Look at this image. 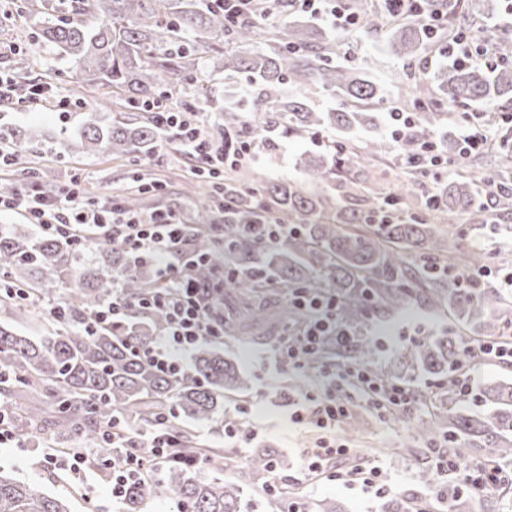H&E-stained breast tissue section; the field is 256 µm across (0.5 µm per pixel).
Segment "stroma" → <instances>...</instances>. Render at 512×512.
<instances>
[{"label":"stroma","mask_w":512,"mask_h":512,"mask_svg":"<svg viewBox=\"0 0 512 512\" xmlns=\"http://www.w3.org/2000/svg\"><path fill=\"white\" fill-rule=\"evenodd\" d=\"M337 64L361 69L371 78L383 82L390 90L386 109L412 105L418 97L437 98L433 75L449 64L438 49L422 52L413 68H406L389 45L387 30L368 32L366 27L335 32ZM20 42L38 64L30 74L32 83H49L52 97L29 101L24 88H17L15 98L0 102V122L35 131L43 136L60 138L77 135L86 118L97 111L108 112L111 102L79 106L80 94L72 65L53 52L33 44L30 21L15 16L0 25V43ZM68 96L70 103L60 107L58 95ZM311 136L281 139L276 150L261 151L252 160L241 161L237 169L243 179L297 180L301 172L296 165L299 154L313 151ZM195 161L174 160L169 147L158 148L150 156L132 162L106 155H74L68 152L31 154L26 166L0 172V182H13L17 190L25 191L51 184L61 188L77 181L81 191L99 200L115 194L117 189L132 186L134 174L141 173L161 181V191L145 194L147 210L173 209L180 212L185 223L212 224L215 216L204 208L200 179L194 175ZM387 194L415 204L422 189L432 188L433 179H423L421 185L407 186L404 164L396 152H388L377 167ZM456 242L472 251L482 266L499 270L512 266V234L496 238L484 235L481 228L467 221L450 225ZM300 320H274L262 337L245 342L234 336L224 337L220 347L225 358L234 360L247 375L249 387L237 400H228L220 414L208 422L195 424L194 429L213 443L222 446L234 463L222 471V478L240 485L248 502L244 512H286L295 506L298 512H312L311 505L322 499H333L345 512H385L390 500L413 504L430 500L437 512H444L449 499L456 495V479L441 477L434 468L437 444H425L415 429L420 422H433L446 414L449 407L448 383L455 380L469 385L471 393L467 410H481L480 391L483 387L512 380V357L480 358L475 356L481 339L468 341V354L462 355L449 375H436L411 365L407 354L415 344L438 336L457 332L458 326L448 313L436 314L420 303L410 304L399 314L387 316L371 309L366 319L355 323L354 350L341 354L326 351L323 362L345 360L352 363L370 362L379 377L397 381L412 395L408 412L401 419L378 415L361 398H353L347 415L336 426L338 443L352 448L350 457L334 460L333 465H377L389 489L385 494L359 487L311 478L304 472L301 459L306 448L312 447L320 432L311 424L293 422L298 406L306 404L309 395L320 386L318 368L298 372L288 369L275 348L284 333L298 334ZM250 408L243 425L244 434L237 439L224 435V422L235 415L238 403ZM271 447L276 452L275 468L263 477H255L247 468V460L256 448ZM0 464L13 468L31 486L43 493L66 498L70 512H95L113 507L111 485L107 476L97 471L87 472L83 481L74 480L61 468H50L42 462V446L38 443L22 448L0 446ZM287 484L291 503L278 508L267 505V486L273 481Z\"/></svg>","instance_id":"35a3bbf8"}]
</instances>
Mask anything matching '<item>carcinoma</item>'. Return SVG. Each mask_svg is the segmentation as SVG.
<instances>
[{"instance_id":"carcinoma-1","label":"carcinoma","mask_w":512,"mask_h":512,"mask_svg":"<svg viewBox=\"0 0 512 512\" xmlns=\"http://www.w3.org/2000/svg\"><path fill=\"white\" fill-rule=\"evenodd\" d=\"M369 24L387 27L392 51L410 63L432 44L415 26L383 19ZM34 39L66 58L80 84L112 96L117 112L95 113L78 133V144L92 153L145 157L167 143L165 124L151 106L190 89L208 99L211 73L203 71L201 58L211 51L223 56L225 72H247L255 85L248 102L260 118L251 120L242 119L239 88L224 87L225 142L231 148L244 140L273 147L276 130L301 136L324 129L335 138L324 151L299 156V181L255 180L249 186L228 169L224 223L186 230L184 249L194 256L192 274L204 297L220 304L226 296L235 298V310L224 321L228 331L250 339L271 321L257 291L262 270L279 288L336 289L340 313L352 321L363 318L373 300L391 315L421 294L429 308L452 312L468 333L508 342L512 304L488 279L458 284L452 272L461 267L460 257L446 250L441 224L466 214L491 233H512L506 223L512 216L509 139L502 141L493 169L483 172V184L456 176L424 195L425 209L439 218L428 224L397 208L395 198L372 183L369 165L389 146L364 133L378 126L387 93L366 75L332 62L336 42L323 27L295 22L285 30L264 29L251 20L226 25L224 12L210 0H63L57 15L38 24ZM496 54L491 70L454 63L434 75L440 99H427L420 110L400 147L405 157L440 125L437 103L512 102V39L500 38ZM316 89L335 105L313 106L309 92ZM5 135L19 146L17 165L38 150L20 128ZM263 218L296 230L268 244L254 228ZM115 277L129 317L92 332L89 315L112 302ZM0 282L28 292L26 299L0 293L5 314L18 316L35 300L61 299L65 305L40 336L0 325V410L12 414L20 437L83 452L96 468L98 449L118 456L138 432L165 416L178 448L204 449L215 471L228 466L185 423L213 418L224 407V393L244 391L248 383L208 341L195 349L193 372L180 376L163 375L138 356L164 324L162 311L139 307L142 298L165 287L146 262L110 240L89 258L66 241L34 236L28 224H12L0 231ZM465 341L438 337L415 345L413 357L426 371L443 374L458 364ZM481 402L489 407L482 416L448 410V451L464 462L481 457L506 465L512 460V384L485 388ZM115 411L134 430L112 432ZM274 457L271 448L255 450L251 472L266 473ZM198 470L171 464L160 481L148 475L129 484L121 512H143L165 490L186 512H242L237 484L203 479ZM0 512H68V506L0 466Z\"/></svg>"}]
</instances>
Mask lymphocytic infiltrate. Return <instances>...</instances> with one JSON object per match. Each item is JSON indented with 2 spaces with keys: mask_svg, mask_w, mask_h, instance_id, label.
Returning a JSON list of instances; mask_svg holds the SVG:
<instances>
[{
  "mask_svg": "<svg viewBox=\"0 0 512 512\" xmlns=\"http://www.w3.org/2000/svg\"><path fill=\"white\" fill-rule=\"evenodd\" d=\"M160 116L174 135V159L190 157L198 169L223 172L230 158L223 147L214 145L205 135L201 121L194 112L178 111L176 106L161 108ZM498 131L490 126L484 113H467L460 134L461 153L471 156L493 147ZM21 213L34 224L40 236L74 243L80 252L90 251L97 236L117 240L135 258L157 263L161 279L174 282L172 292L158 293L141 300L142 309H163L166 322L157 343L141 350V357L164 374H182L186 371L185 358L205 338H219L223 334L222 319L217 304L202 303L198 289L188 271L191 263L182 253L181 243L186 226L181 215L172 209L150 212H129L114 201L97 203L86 199L78 185L72 184L47 195L33 189L11 195L0 194V212ZM291 302L304 311L307 322L303 333L294 339L282 340L280 355L289 368L305 370L307 358L318 354L328 343L349 346L350 330L338 316L335 296L294 289ZM322 391L312 399L310 411H295L294 422L313 418L317 427L334 429L347 412L349 390L363 392L374 409H409L410 397L399 385L380 386L371 372L363 366L348 363H330L321 370ZM343 446L335 440L324 439L305 453L308 473L325 476L343 483L360 482L384 494L385 484L379 468L356 467L348 471L334 470L331 460L345 455ZM171 435L163 427H154L142 434L139 442L127 447L119 461L104 459L103 467L110 472L113 501H121L131 481L151 470L183 460ZM437 469L443 473L461 474V492L475 493L506 480V473L485 464L461 462L451 457L440 458Z\"/></svg>",
  "mask_w": 512,
  "mask_h": 512,
  "instance_id": "f902f5d3",
  "label": "lymphocytic infiltrate"
}]
</instances>
